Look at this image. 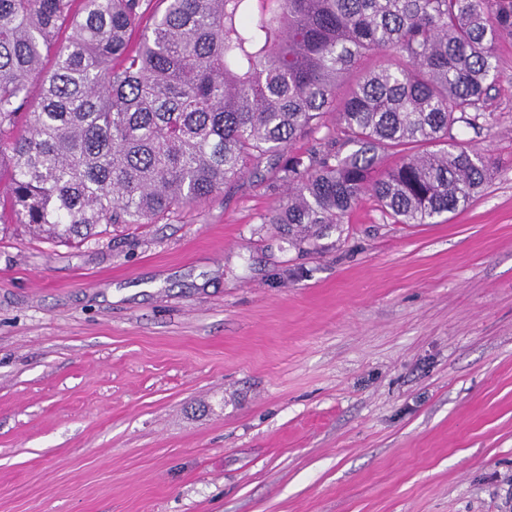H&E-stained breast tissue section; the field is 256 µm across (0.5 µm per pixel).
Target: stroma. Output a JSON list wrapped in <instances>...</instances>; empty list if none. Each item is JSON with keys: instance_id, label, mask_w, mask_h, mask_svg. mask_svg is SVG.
<instances>
[{"instance_id": "obj_1", "label": "stroma", "mask_w": 512, "mask_h": 512, "mask_svg": "<svg viewBox=\"0 0 512 512\" xmlns=\"http://www.w3.org/2000/svg\"><path fill=\"white\" fill-rule=\"evenodd\" d=\"M467 206L302 246L269 163L155 224L0 227V512H512V41Z\"/></svg>"}]
</instances>
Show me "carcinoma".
Returning <instances> with one entry per match:
<instances>
[{"mask_svg":"<svg viewBox=\"0 0 512 512\" xmlns=\"http://www.w3.org/2000/svg\"><path fill=\"white\" fill-rule=\"evenodd\" d=\"M144 2L0 0V224L60 242L155 224L331 112L354 150L288 155V195L259 216L294 246L366 195L396 224H432L494 165L452 131L483 117L512 0H159L143 26Z\"/></svg>","mask_w":512,"mask_h":512,"instance_id":"obj_1","label":"carcinoma"}]
</instances>
